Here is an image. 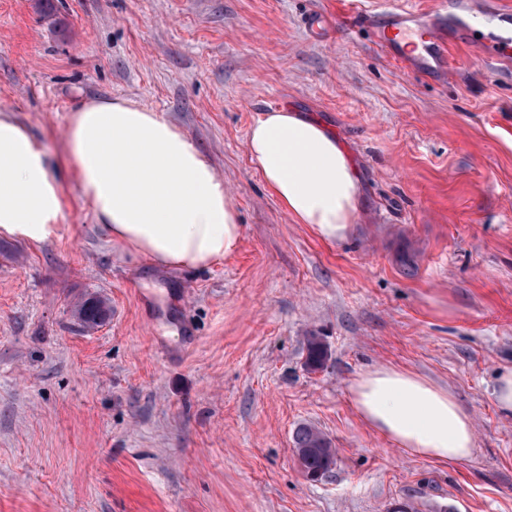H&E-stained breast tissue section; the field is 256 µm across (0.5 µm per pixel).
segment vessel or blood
I'll use <instances>...</instances> for the list:
<instances>
[{"instance_id": "1", "label": "vessel or blood", "mask_w": 512, "mask_h": 512, "mask_svg": "<svg viewBox=\"0 0 512 512\" xmlns=\"http://www.w3.org/2000/svg\"><path fill=\"white\" fill-rule=\"evenodd\" d=\"M350 9L372 31L377 47L404 70L427 79L447 80L448 43L452 35L478 34L475 46L486 60L512 62V36L490 31L491 18L505 15L501 0H433L431 10L414 7L412 0L383 9L366 0H350Z\"/></svg>"}]
</instances>
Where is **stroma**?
<instances>
[{
    "label": "stroma",
    "mask_w": 512,
    "mask_h": 512,
    "mask_svg": "<svg viewBox=\"0 0 512 512\" xmlns=\"http://www.w3.org/2000/svg\"><path fill=\"white\" fill-rule=\"evenodd\" d=\"M449 55L444 82L400 69L347 0H0V113L52 162L82 102H136L211 162L241 226L224 261L155 270L64 171L59 237H0V512H512L494 401L512 367V66L464 35ZM277 106L349 154L363 202L344 240L263 185L246 137ZM92 295L112 313L90 329ZM377 366L451 390L472 456L438 464L368 426L349 384ZM303 424L336 450L314 481ZM77 316L86 327L94 328L104 324L110 317V308L99 297L85 299L77 308Z\"/></svg>",
    "instance_id": "1"
}]
</instances>
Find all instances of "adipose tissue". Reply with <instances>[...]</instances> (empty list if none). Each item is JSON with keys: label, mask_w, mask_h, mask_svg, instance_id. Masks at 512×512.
<instances>
[{"label": "adipose tissue", "mask_w": 512, "mask_h": 512, "mask_svg": "<svg viewBox=\"0 0 512 512\" xmlns=\"http://www.w3.org/2000/svg\"><path fill=\"white\" fill-rule=\"evenodd\" d=\"M64 166L113 241L162 269L206 268L241 239L223 179L162 113L127 100H90L65 128ZM247 151L268 192L295 223L344 239L360 209L348 154L315 120L288 109L261 115ZM63 183L26 127L0 113V235L56 238ZM357 413L404 453L440 463L471 457L473 420L455 395L408 371L373 367L349 387Z\"/></svg>", "instance_id": "obj_1"}]
</instances>
